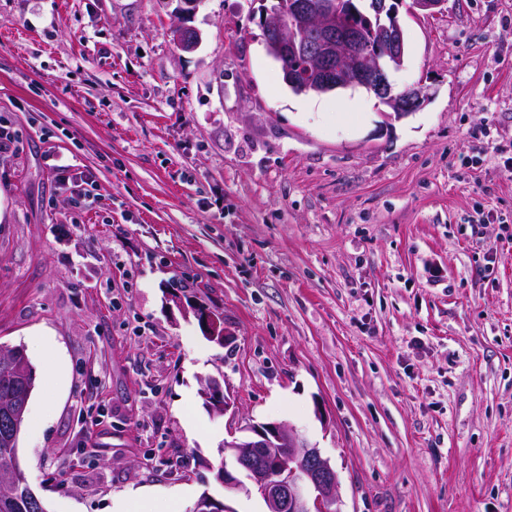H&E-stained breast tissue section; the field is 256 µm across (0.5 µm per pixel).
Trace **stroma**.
<instances>
[{
	"mask_svg": "<svg viewBox=\"0 0 512 512\" xmlns=\"http://www.w3.org/2000/svg\"><path fill=\"white\" fill-rule=\"evenodd\" d=\"M260 5L200 0L184 52L178 0H0L27 482L49 512H191L225 498L231 431L278 421L330 459L344 512H512V172L471 136L512 149V0L403 13L392 80L430 100L400 120L363 88L293 94Z\"/></svg>",
	"mask_w": 512,
	"mask_h": 512,
	"instance_id": "1",
	"label": "stroma"
}]
</instances>
